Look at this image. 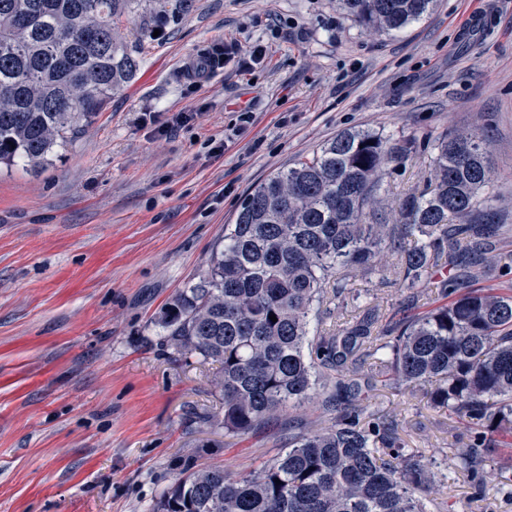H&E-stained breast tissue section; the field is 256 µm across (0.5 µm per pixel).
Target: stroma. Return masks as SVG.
<instances>
[{
    "label": "stroma",
    "mask_w": 512,
    "mask_h": 512,
    "mask_svg": "<svg viewBox=\"0 0 512 512\" xmlns=\"http://www.w3.org/2000/svg\"><path fill=\"white\" fill-rule=\"evenodd\" d=\"M145 40L133 81L44 168L0 171V512H153L186 466L254 471L319 402L243 438L209 425L216 369L156 321L205 268L245 196L349 129L416 136L379 208L423 189L427 145L487 148L512 261V0H437L402 32L364 30L339 0H194ZM263 45L260 63L248 50ZM178 127L159 131L144 113ZM250 121H242V113ZM403 439L446 466L445 512H512L501 459L482 484L449 466L469 434L424 392L376 391Z\"/></svg>",
    "instance_id": "obj_1"
}]
</instances>
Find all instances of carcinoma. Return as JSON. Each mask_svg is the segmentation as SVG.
Listing matches in <instances>:
<instances>
[{
    "label": "carcinoma",
    "instance_id": "obj_1",
    "mask_svg": "<svg viewBox=\"0 0 512 512\" xmlns=\"http://www.w3.org/2000/svg\"><path fill=\"white\" fill-rule=\"evenodd\" d=\"M136 0H0V167L42 166L106 109L140 60L119 31ZM363 27L398 32L435 0H341ZM140 14V38L192 0ZM414 136L339 133L247 194L224 225L206 268L166 304L165 341L217 363L224 433L246 436L315 399L330 425L299 431L258 470H183L154 512H429L442 480L429 457L406 447L394 417L368 411L378 387L426 389L431 405L472 434L454 467L473 479L512 448V282L463 291L497 262L503 225L483 140L449 132L434 141L426 187L394 224L373 204L392 163L417 152ZM406 292L390 312L340 274L369 277L379 253ZM274 315L273 322L269 316ZM281 484H276L275 480Z\"/></svg>",
    "mask_w": 512,
    "mask_h": 512
}]
</instances>
